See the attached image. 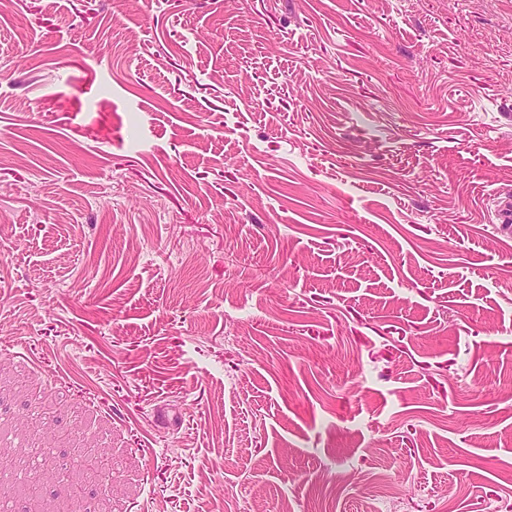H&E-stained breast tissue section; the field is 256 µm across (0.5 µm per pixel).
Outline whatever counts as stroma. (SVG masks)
I'll use <instances>...</instances> for the list:
<instances>
[{"instance_id": "stroma-1", "label": "stroma", "mask_w": 512, "mask_h": 512, "mask_svg": "<svg viewBox=\"0 0 512 512\" xmlns=\"http://www.w3.org/2000/svg\"><path fill=\"white\" fill-rule=\"evenodd\" d=\"M509 23L0 0V448L39 395L81 512H512Z\"/></svg>"}]
</instances>
